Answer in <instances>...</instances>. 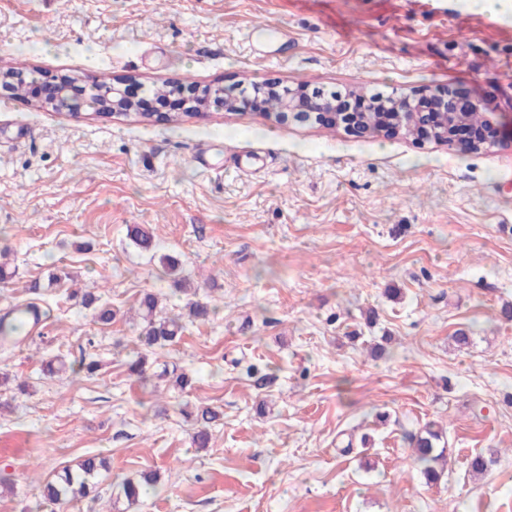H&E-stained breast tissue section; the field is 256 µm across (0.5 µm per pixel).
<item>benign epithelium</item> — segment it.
<instances>
[{
  "label": "benign epithelium",
  "instance_id": "obj_1",
  "mask_svg": "<svg viewBox=\"0 0 512 512\" xmlns=\"http://www.w3.org/2000/svg\"><path fill=\"white\" fill-rule=\"evenodd\" d=\"M22 77L7 74L0 69V96H17V86ZM132 79L118 77L105 87L100 88L98 98L102 111L120 114L136 109L134 100L129 97L125 87ZM52 92L50 96H41L34 101L37 107L51 105L55 108L72 110L75 106L88 103L85 89L78 83H65L62 78L49 81ZM176 96L194 112H205L214 102L224 103L227 111L240 110V104L247 99L248 93L241 96H226L224 87L210 85L203 88L194 84H177ZM480 114V133L470 140L459 144L465 151L477 152L491 144L488 134L502 132L506 125L512 126V113L485 112L473 101L466 104L459 102L456 90L433 88L411 90L394 94L379 107L366 112H346L344 105L333 96L313 95L308 89H289L288 94L280 99L276 111L277 121L304 115L318 122L333 127H344L351 133L373 137L378 134H401L415 140H428L436 143L456 144L454 133L461 127L472 128L469 115Z\"/></svg>",
  "mask_w": 512,
  "mask_h": 512
}]
</instances>
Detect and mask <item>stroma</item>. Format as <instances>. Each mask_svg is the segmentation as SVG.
<instances>
[{
    "mask_svg": "<svg viewBox=\"0 0 512 512\" xmlns=\"http://www.w3.org/2000/svg\"><path fill=\"white\" fill-rule=\"evenodd\" d=\"M23 46L48 77L449 85L512 113V18L463 0H0V64ZM1 253L0 310L49 315L0 350V512H35L39 479L87 455L109 468L70 512H512V139L464 152L250 110L175 128L0 98ZM163 254L219 309L156 353L184 390L127 371L143 294L166 313L186 302ZM89 292L111 324L93 322ZM51 355L102 368L49 375ZM187 405L219 412L210 448L193 447ZM429 421L447 443L435 484L407 440ZM153 471L161 496L118 501ZM81 303L86 308L92 309L93 318L98 323L110 324L112 323V318L116 315L112 305L102 301L101 296L96 297L90 293L84 294Z\"/></svg>",
    "mask_w": 512,
    "mask_h": 512,
    "instance_id": "1",
    "label": "stroma"
}]
</instances>
